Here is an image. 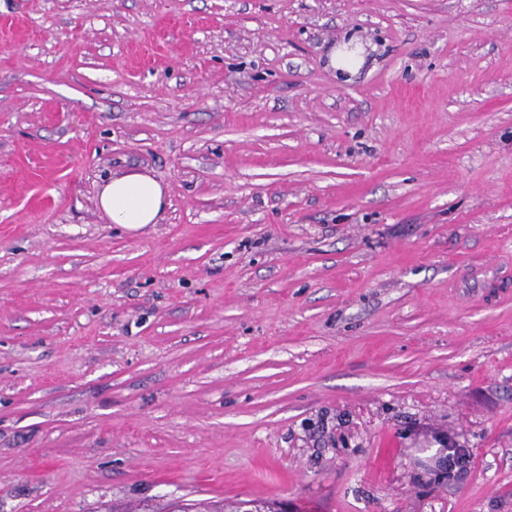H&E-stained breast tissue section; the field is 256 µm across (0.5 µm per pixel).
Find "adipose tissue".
Masks as SVG:
<instances>
[{
	"instance_id": "obj_1",
	"label": "adipose tissue",
	"mask_w": 512,
	"mask_h": 512,
	"mask_svg": "<svg viewBox=\"0 0 512 512\" xmlns=\"http://www.w3.org/2000/svg\"><path fill=\"white\" fill-rule=\"evenodd\" d=\"M96 202L112 223L137 230L157 223L168 203V190L148 173L127 170L104 180Z\"/></svg>"
}]
</instances>
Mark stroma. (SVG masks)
<instances>
[{"mask_svg": "<svg viewBox=\"0 0 512 512\" xmlns=\"http://www.w3.org/2000/svg\"><path fill=\"white\" fill-rule=\"evenodd\" d=\"M183 499L512 512V0H0V512ZM354 42L352 38L348 42H342L333 45L329 51V65L342 72L354 74L363 64L364 58L360 54L361 50H349L348 47ZM96 202L112 223L137 230L158 222L168 203V190L146 172L127 170L104 180Z\"/></svg>", "mask_w": 512, "mask_h": 512, "instance_id": "35a3bbf8", "label": "stroma"}]
</instances>
